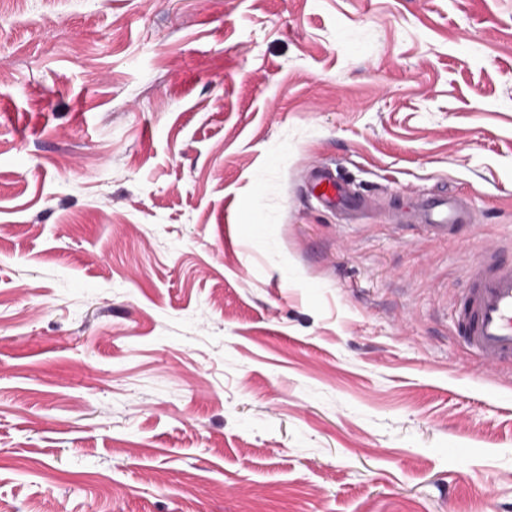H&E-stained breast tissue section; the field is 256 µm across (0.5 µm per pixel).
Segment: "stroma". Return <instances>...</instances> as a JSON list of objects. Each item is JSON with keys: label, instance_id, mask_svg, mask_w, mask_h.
I'll use <instances>...</instances> for the list:
<instances>
[{"label": "stroma", "instance_id": "stroma-1", "mask_svg": "<svg viewBox=\"0 0 512 512\" xmlns=\"http://www.w3.org/2000/svg\"><path fill=\"white\" fill-rule=\"evenodd\" d=\"M511 242L512 0H0V512H512ZM311 186L314 198L321 207L341 212V220L356 223L363 200L350 191L336 169L329 165L315 167L311 171ZM409 217L434 235L454 236L463 227L474 226L470 208L462 197L428 196L412 200L407 211ZM482 253L467 267L466 288L452 305L457 332L481 368L512 367V247Z\"/></svg>", "mask_w": 512, "mask_h": 512}]
</instances>
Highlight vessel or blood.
Here are the masks:
<instances>
[{
	"label": "vessel or blood",
	"mask_w": 512,
	"mask_h": 512,
	"mask_svg": "<svg viewBox=\"0 0 512 512\" xmlns=\"http://www.w3.org/2000/svg\"><path fill=\"white\" fill-rule=\"evenodd\" d=\"M311 186L317 203L356 222L363 206L360 196L328 165L315 167ZM409 217L435 235L454 236L470 226V208L462 198L428 196L414 199ZM467 285L452 305L457 332L481 368L512 366V257L499 251L482 253L467 267Z\"/></svg>",
	"instance_id": "vessel-or-blood-1"
}]
</instances>
